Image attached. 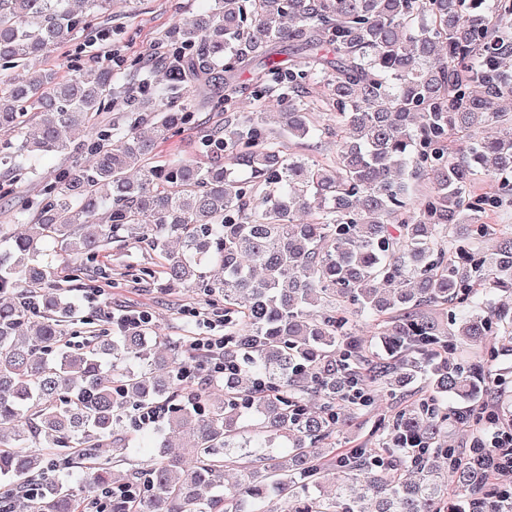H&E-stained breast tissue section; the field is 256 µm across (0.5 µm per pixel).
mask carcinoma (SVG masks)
Instances as JSON below:
<instances>
[{"label": "carcinoma", "instance_id": "carcinoma-1", "mask_svg": "<svg viewBox=\"0 0 512 512\" xmlns=\"http://www.w3.org/2000/svg\"><path fill=\"white\" fill-rule=\"evenodd\" d=\"M112 0H0V164L15 179L92 129L87 161L38 198L0 212V512H512L489 448L451 451L445 399L486 394L512 311L474 305L512 294V228L487 218L512 190V65L490 43L501 0H210L165 40L185 79L224 81L197 122L181 84L139 86L130 111L100 115L122 86L111 67L48 53L97 25ZM288 48V66L272 49ZM276 84L273 112L238 111ZM336 122L328 163L285 147L317 131L313 92ZM153 122L149 137L137 120ZM496 125L495 137L483 129ZM196 126V156L154 162L160 143ZM499 184L478 193L480 179ZM496 248L482 252L481 239ZM137 240L157 276L224 310V379H185L184 353L157 350L151 319L73 342L64 284L101 252ZM53 252L44 250V243ZM379 322L385 353L353 332ZM427 373V387L408 389ZM399 396L393 438L336 449V432L381 394ZM166 405L162 448L188 456L115 472L137 417ZM402 440L412 453L397 447ZM112 449V458L101 449ZM288 449V453L281 449ZM76 464L86 486L60 475ZM238 481L224 485L227 468Z\"/></svg>", "mask_w": 512, "mask_h": 512}]
</instances>
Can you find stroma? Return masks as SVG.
<instances>
[{"label":"stroma","mask_w":512,"mask_h":512,"mask_svg":"<svg viewBox=\"0 0 512 512\" xmlns=\"http://www.w3.org/2000/svg\"><path fill=\"white\" fill-rule=\"evenodd\" d=\"M205 6L206 0H114L108 21L111 31L109 42L126 60H136L141 64L137 75L122 74V81L128 83L136 77L152 83L164 82V68H153L147 64L154 46L163 41L165 33L179 18L199 13ZM87 137V132H80L76 134V145L69 154L44 158L39 166L38 179L24 177L16 181L12 192L0 196V208L8 210L21 200L36 198L41 180L53 177L59 166L84 162L86 156L79 145ZM154 260L147 247L131 241L108 248L103 256L107 278L95 279L90 287L70 293L81 316L80 322L72 328L73 335L84 334L85 318L100 317L122 307L148 311L158 326L160 336L173 344L187 343L195 333V312H203L209 317L213 309L193 289L178 285L167 287L157 281H135L134 273ZM390 413L391 404L384 401L374 413L354 419L337 432V447H376L379 436L375 431V421Z\"/></svg>","instance_id":"obj_1"}]
</instances>
